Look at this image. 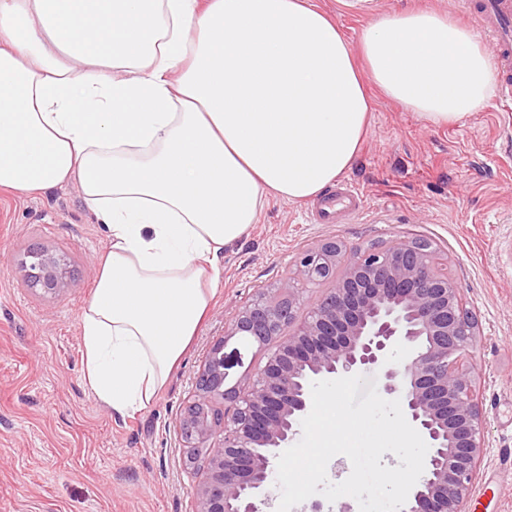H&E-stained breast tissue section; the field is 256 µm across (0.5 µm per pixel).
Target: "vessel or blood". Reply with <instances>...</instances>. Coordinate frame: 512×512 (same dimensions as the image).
<instances>
[{"instance_id":"b4317fda","label":"vessel or blood","mask_w":512,"mask_h":512,"mask_svg":"<svg viewBox=\"0 0 512 512\" xmlns=\"http://www.w3.org/2000/svg\"><path fill=\"white\" fill-rule=\"evenodd\" d=\"M468 20L478 36L491 47L501 80L499 97L512 100V0H479ZM364 206V197L353 183L337 186L334 195L313 200L312 211L317 223L337 222L342 211H357Z\"/></svg>"}]
</instances>
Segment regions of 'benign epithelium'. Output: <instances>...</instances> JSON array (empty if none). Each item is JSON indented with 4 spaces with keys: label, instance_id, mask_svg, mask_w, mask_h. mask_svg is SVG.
Returning a JSON list of instances; mask_svg holds the SVG:
<instances>
[{
    "label": "benign epithelium",
    "instance_id": "obj_1",
    "mask_svg": "<svg viewBox=\"0 0 512 512\" xmlns=\"http://www.w3.org/2000/svg\"><path fill=\"white\" fill-rule=\"evenodd\" d=\"M27 285L47 294L68 288L65 259L32 247L19 266ZM329 283L302 318L299 285ZM281 296L258 294L227 322L196 378L180 422L195 462L208 451L196 512H270L278 456L301 431L311 383L384 369L386 392L428 445L427 466L400 512H467L485 448V417L466 363L475 357V321L461 288L426 240L343 250L334 241L304 251ZM247 336L271 345L256 375L233 386L224 344ZM399 344L413 351L390 357Z\"/></svg>",
    "mask_w": 512,
    "mask_h": 512
}]
</instances>
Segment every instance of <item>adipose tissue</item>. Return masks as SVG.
<instances>
[{
    "label": "adipose tissue",
    "mask_w": 512,
    "mask_h": 512,
    "mask_svg": "<svg viewBox=\"0 0 512 512\" xmlns=\"http://www.w3.org/2000/svg\"><path fill=\"white\" fill-rule=\"evenodd\" d=\"M494 85L489 50L434 11L377 16L354 48L313 0H0V190L76 187L108 231L81 316L96 400L151 402L224 248L351 168L370 90L445 125Z\"/></svg>",
    "instance_id": "ef3b65f1"
}]
</instances>
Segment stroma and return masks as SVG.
<instances>
[{"instance_id": "stroma-1", "label": "stroma", "mask_w": 512, "mask_h": 512, "mask_svg": "<svg viewBox=\"0 0 512 512\" xmlns=\"http://www.w3.org/2000/svg\"><path fill=\"white\" fill-rule=\"evenodd\" d=\"M358 43L382 14L430 10L458 25L459 0H315ZM346 180L365 204L337 224L305 204L273 200L225 248L207 318L163 390L120 417L85 377L80 320L108 246L72 187L38 196L0 191V512H195L202 463L187 464L179 423L225 325L259 291L278 288L300 252L328 241L368 248L421 238L448 261L476 322L469 368L486 418L471 499L512 512V111L498 97L434 126L379 93ZM36 244L64 254V292L27 288L17 273Z\"/></svg>"}]
</instances>
